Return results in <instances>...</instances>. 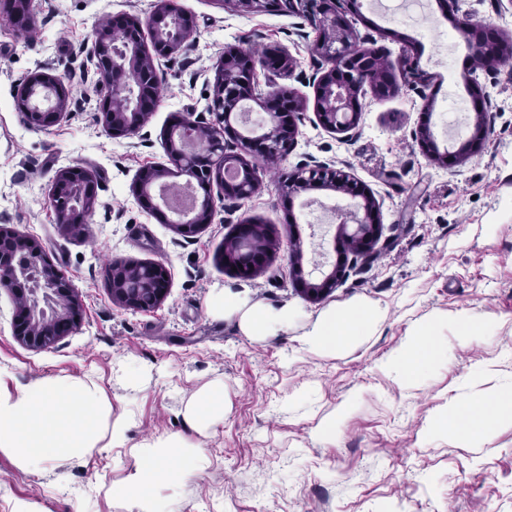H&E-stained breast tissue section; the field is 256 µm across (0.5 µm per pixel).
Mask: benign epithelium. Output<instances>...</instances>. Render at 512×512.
I'll list each match as a JSON object with an SVG mask.
<instances>
[{
  "instance_id": "1",
  "label": "benign epithelium",
  "mask_w": 512,
  "mask_h": 512,
  "mask_svg": "<svg viewBox=\"0 0 512 512\" xmlns=\"http://www.w3.org/2000/svg\"><path fill=\"white\" fill-rule=\"evenodd\" d=\"M236 8L255 12H268L277 9L275 0H231ZM12 15L19 29L26 28L32 10V0H13ZM294 9L303 15L317 32V39L311 48L316 54L315 67L320 75L317 83L316 108L319 123L331 130L351 131L358 124L361 112L359 90L375 84L378 78V65L383 50L374 46H360L350 29L341 0H295ZM176 11L172 0H155L153 10L141 21L127 16L118 17L122 24H134L138 31L147 28L151 34V46H146L143 37L128 43L113 54L112 71L102 76L100 87V121L112 136L127 137L135 134L141 126L137 99L130 91L160 87L163 77L157 72L152 55L166 56L178 52L183 46L185 34L165 23L166 17ZM476 53L483 60V68L496 71L500 53L489 52L483 42H477ZM272 64H259L246 61L237 47H224V54L217 66L214 79V99L209 108L213 119H184L181 115L172 118L166 132V144L171 166H147L138 174L135 192L139 201L146 207L159 209L154 202L152 190L155 185L171 176H185L187 183L195 182L204 189L203 197L190 214L179 220H170L175 230L184 235L196 234L204 225L211 222L214 200L211 194L213 183L223 188L225 195L238 198L251 194L255 186V173L248 161L250 157L262 156L275 160L283 156L269 133L244 136L236 130L232 120L245 100L263 99L271 126H279L288 145L295 143L298 135L297 116L302 110V102L295 93L276 83V77L292 67L291 58L274 46L267 51ZM264 71L265 90L259 89L258 71ZM489 95L483 88L473 90L475 134L457 150L447 153L445 161L457 164L462 158L477 151L487 133ZM17 106L29 127L46 130L65 116L69 107V96L63 79L43 68L30 73L17 92ZM239 143L240 152L228 150L227 138ZM418 140L430 156L437 155L432 140L428 117L418 128ZM233 167L239 177L228 181L224 178L227 168ZM314 186L332 187L338 191L359 197L363 200V219L355 220V229L346 235V240H354L358 246L357 255L363 256L373 249L381 235L376 205L365 187L352 181L349 175L325 164L316 163L289 177L284 185L285 196L289 197L306 183ZM98 180L89 170L80 165H72L58 170L51 182L49 202L58 224L71 228L84 224L92 215L97 200ZM257 224H238L231 239L224 248V264L237 269V274H251L261 264L262 255L252 254L239 261L236 252L230 248L243 233L257 232ZM34 261L40 267L38 283L46 305L35 307L19 306L13 317V334L18 341L34 349L48 348L64 337L56 329L62 324L73 330L82 319L81 303L74 295L70 281L63 271L53 263L34 238L16 232L7 224L0 225V287L18 297L25 292L20 287L22 275L20 258ZM247 267H242L241 263ZM144 267L156 273L148 277L138 273V282L144 290L154 293L156 303L164 301L169 287L168 273L160 263H146ZM353 262H341L320 282L313 283L299 279L301 290L311 299H320L329 293L341 279L349 274ZM137 292L127 288H112V297L121 305L137 309Z\"/></svg>"
}]
</instances>
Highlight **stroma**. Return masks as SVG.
<instances>
[{
    "instance_id": "35a3bbf8",
    "label": "stroma",
    "mask_w": 512,
    "mask_h": 512,
    "mask_svg": "<svg viewBox=\"0 0 512 512\" xmlns=\"http://www.w3.org/2000/svg\"><path fill=\"white\" fill-rule=\"evenodd\" d=\"M151 3L34 0L29 30L0 25V225L41 243L83 310L76 329L32 349L16 340L15 300L0 288V391L17 394L43 376L89 378L113 412L133 414L127 447L85 462L56 461L35 474L0 453V512L19 500L43 512H128L112 487L129 473L133 447L173 433L199 445L202 458L168 490V512H512L511 422L471 443L429 433L450 399L512 387V60L493 75L464 70L474 48L438 0H426L420 31L392 22L387 0H354L347 18L359 40L385 47L391 62L412 50L435 81L418 91L402 82L383 98L366 92L357 128L332 131L316 117V34L304 17L175 0L193 17L194 33L178 53L155 58L165 77L157 107L135 135L115 138L98 120L93 31L117 14L145 19ZM458 7L512 39V0H458ZM443 37L457 42V55L439 56ZM228 45H276L292 58L280 82L304 102L299 134L285 157L259 163L250 198L213 187L211 223L185 238L144 209L132 187L143 167L167 163L172 115L207 116ZM42 67L70 90L66 116L47 130L28 127L16 108L19 84ZM473 81L489 95L491 131L480 153L449 168L423 153L415 132L430 112L439 149L452 148L446 100L466 95ZM314 160L366 185L382 227L373 256L319 301L297 289L290 254L301 248L304 278L318 281L337 259L343 230L317 223L308 193L290 200L283 193L288 175ZM75 164L96 175L98 199L88 222L66 231L48 193L56 171ZM247 218L265 226L272 246L256 274L241 278L222 255L226 237ZM114 260L162 263L170 278L165 301L144 311L114 302ZM219 289L288 309L293 319L276 336L254 340L238 317L209 315ZM355 301L381 309V322L336 355L310 352L303 340L311 324ZM461 315L483 331L459 335ZM434 317L446 320L434 368L411 384L385 372L407 336ZM121 365L139 376L137 385L118 377ZM207 385L223 386L224 417L199 434L183 414ZM330 416L334 434L315 437Z\"/></svg>"
}]
</instances>
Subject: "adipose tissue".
<instances>
[{"label": "adipose tissue", "instance_id": "obj_1", "mask_svg": "<svg viewBox=\"0 0 512 512\" xmlns=\"http://www.w3.org/2000/svg\"><path fill=\"white\" fill-rule=\"evenodd\" d=\"M208 310L219 316L238 315L243 333L257 340L287 328L291 319L288 310L249 307L223 290L214 292ZM381 317L378 308L367 304L327 311L311 325L304 343L315 352L336 353ZM443 325L438 317L418 327L385 362V369L397 372L409 383L420 379L443 354ZM185 416L199 431L223 418L222 387L211 386L195 396ZM506 419H512V388L479 400L450 401L433 425L459 441L469 442L489 437ZM130 421L129 413L113 414L94 383L42 377L17 395L0 394V452L11 455L20 469L38 473L54 461L82 460L97 452L125 447ZM199 455V448L179 434L142 444L133 451V469L122 484L113 486L112 493L128 501L129 512H165L159 490L191 476Z\"/></svg>", "mask_w": 512, "mask_h": 512}]
</instances>
